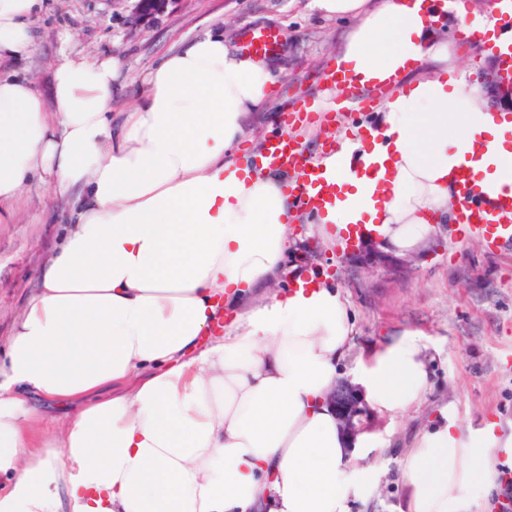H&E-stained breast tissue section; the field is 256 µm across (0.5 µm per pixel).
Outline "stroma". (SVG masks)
<instances>
[{
	"label": "stroma",
	"instance_id": "35a3bbf8",
	"mask_svg": "<svg viewBox=\"0 0 512 512\" xmlns=\"http://www.w3.org/2000/svg\"><path fill=\"white\" fill-rule=\"evenodd\" d=\"M147 10L145 0H45L33 30L31 55L15 69L31 75L49 95L51 64L60 51V35L70 32L72 53L90 59L111 58L118 69L112 109L128 111L140 99L142 75L174 49L205 33L220 32L240 49L247 28L278 32L281 50L271 55L279 89L250 122L253 144L265 142L278 117L291 113L297 92L315 97L323 88V68L335 57L351 20L327 19L310 0H164ZM68 201L43 183L22 192L21 214L0 224V364L6 339L38 284V271L63 239ZM296 247L285 258L288 275L278 290L291 288V271L330 275L353 314L350 360L369 352L403 330L425 335L430 357V389L406 413L390 418L370 413V429L386 442L378 488L352 512H407L411 488L402 467L414 435L443 406L456 408L463 426L497 422L512 435V248L493 252L477 241L449 245L440 230L426 251L398 274L369 270L350 252L318 247L312 225L302 223Z\"/></svg>",
	"mask_w": 512,
	"mask_h": 512
}]
</instances>
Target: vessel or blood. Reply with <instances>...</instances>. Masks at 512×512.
<instances>
[{"label":"vessel or blood","instance_id":"1","mask_svg":"<svg viewBox=\"0 0 512 512\" xmlns=\"http://www.w3.org/2000/svg\"><path fill=\"white\" fill-rule=\"evenodd\" d=\"M248 52L266 56L275 52L279 39L273 30H249L245 33ZM499 58L498 79L512 89V26L497 31L489 44ZM262 157L268 167L297 173L298 180L290 190L295 205L305 213L318 215L335 205L340 182L347 173L357 177H374L380 170L378 162L360 159L351 154L350 165H337L330 170L316 164L314 154L288 132H280L269 141ZM460 198V233L462 239L479 238L488 249L501 250L512 245V193L491 186L479 189L472 171L460 168L456 174Z\"/></svg>","mask_w":512,"mask_h":512}]
</instances>
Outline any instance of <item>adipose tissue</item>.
Listing matches in <instances>:
<instances>
[{"label": "adipose tissue", "instance_id": "ef3b65f1", "mask_svg": "<svg viewBox=\"0 0 512 512\" xmlns=\"http://www.w3.org/2000/svg\"><path fill=\"white\" fill-rule=\"evenodd\" d=\"M312 5L355 19L335 64L383 95L382 174L315 216L326 247L359 224L368 247L419 252L457 224L454 173L479 146L476 185L512 186V116L488 106L436 15L408 0ZM446 8L487 34L512 0ZM41 9L0 0V61L29 56ZM116 70L61 52L48 101L0 71V224L35 180L67 197L71 224L7 339L0 512H350L376 490L385 441L348 437L328 400L353 338L340 288L299 273L288 294L269 290L293 244L295 177L241 144L276 91L273 64L207 33L147 71L128 112L112 109ZM225 305L237 319L201 344ZM426 349L406 330L353 367L373 411L423 401ZM66 403L76 411L43 430L45 407ZM510 447L496 423L466 429L441 409L405 458L408 512H488L471 490L493 487Z\"/></svg>", "mask_w": 512, "mask_h": 512}]
</instances>
